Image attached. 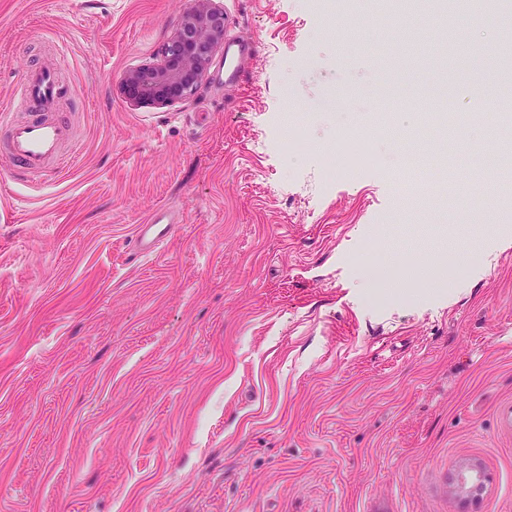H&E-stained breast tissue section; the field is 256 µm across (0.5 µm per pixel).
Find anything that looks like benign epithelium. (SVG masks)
Here are the masks:
<instances>
[{
  "mask_svg": "<svg viewBox=\"0 0 512 512\" xmlns=\"http://www.w3.org/2000/svg\"><path fill=\"white\" fill-rule=\"evenodd\" d=\"M226 19L220 0H188L163 58L131 68L119 89L133 106L169 107L195 92L224 44Z\"/></svg>",
  "mask_w": 512,
  "mask_h": 512,
  "instance_id": "obj_1",
  "label": "benign epithelium"
}]
</instances>
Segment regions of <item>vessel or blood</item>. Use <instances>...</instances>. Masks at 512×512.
I'll use <instances>...</instances> for the list:
<instances>
[{"label":"vessel or blood","mask_w":512,"mask_h":512,"mask_svg":"<svg viewBox=\"0 0 512 512\" xmlns=\"http://www.w3.org/2000/svg\"><path fill=\"white\" fill-rule=\"evenodd\" d=\"M250 51V44L238 37L225 38V82L238 81L241 61ZM65 64L64 52H57L49 65L31 71L8 101L0 104V127L7 130L0 154L8 158L13 179L57 177L78 161L75 126L55 111L60 95L59 74ZM21 109L28 110L27 120L14 119V112ZM174 222L175 214L170 209L155 210L146 223L136 227V253L144 257L158 251L170 238Z\"/></svg>","instance_id":"obj_1"}]
</instances>
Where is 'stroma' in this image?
<instances>
[{"instance_id": "35a3bbf8", "label": "stroma", "mask_w": 512, "mask_h": 512, "mask_svg": "<svg viewBox=\"0 0 512 512\" xmlns=\"http://www.w3.org/2000/svg\"><path fill=\"white\" fill-rule=\"evenodd\" d=\"M186 3L0 0V102L64 48L80 138L36 187L0 154V512H512V115L450 181L393 177L450 149L414 90L455 84L468 111L505 27L223 0L256 44L241 80L219 50L185 100L131 106L120 75ZM389 78L400 141L370 129ZM362 135L375 165L327 182L326 148ZM160 207L179 224L134 257ZM448 167V158L433 160L427 155L420 153H411L407 157L403 168L396 170L400 178V183L404 187L407 195H414L419 186L425 180H428L433 171L446 169Z\"/></svg>"}]
</instances>
